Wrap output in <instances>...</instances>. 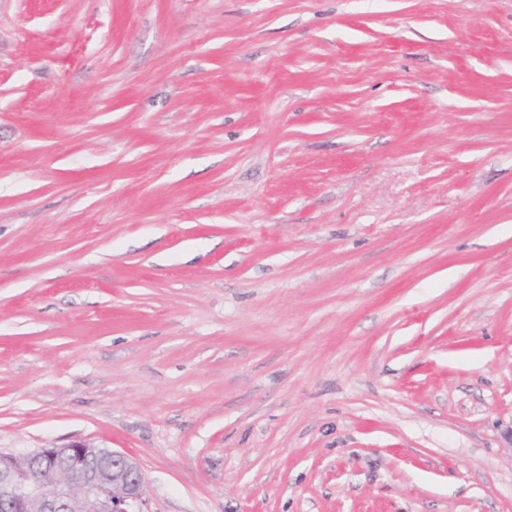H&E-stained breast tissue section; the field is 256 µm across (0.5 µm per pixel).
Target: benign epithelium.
Segmentation results:
<instances>
[{"label": "benign epithelium", "instance_id": "obj_1", "mask_svg": "<svg viewBox=\"0 0 512 512\" xmlns=\"http://www.w3.org/2000/svg\"><path fill=\"white\" fill-rule=\"evenodd\" d=\"M29 458L0 453V512H142L143 473L122 453L76 440Z\"/></svg>", "mask_w": 512, "mask_h": 512}]
</instances>
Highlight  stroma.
Wrapping results in <instances>:
<instances>
[{"instance_id": "1", "label": "stroma", "mask_w": 512, "mask_h": 512, "mask_svg": "<svg viewBox=\"0 0 512 512\" xmlns=\"http://www.w3.org/2000/svg\"><path fill=\"white\" fill-rule=\"evenodd\" d=\"M512 0H0V452L144 512H512ZM18 458L0 453L2 512H142L143 473L122 453L76 440L27 455V468Z\"/></svg>"}]
</instances>
